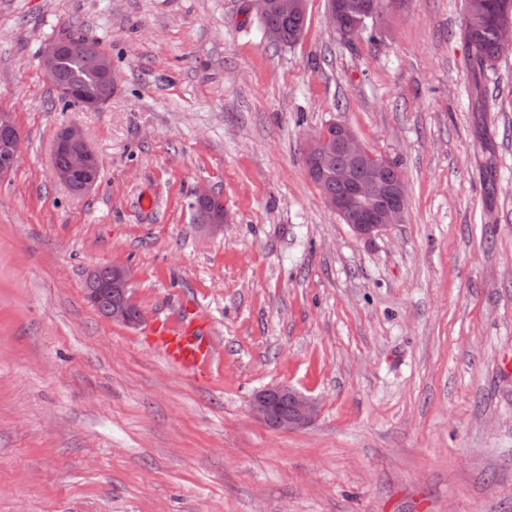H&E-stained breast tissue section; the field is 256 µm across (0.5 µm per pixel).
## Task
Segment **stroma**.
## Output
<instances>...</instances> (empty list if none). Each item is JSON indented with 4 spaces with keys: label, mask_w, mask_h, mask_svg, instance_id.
<instances>
[{
    "label": "stroma",
    "mask_w": 512,
    "mask_h": 512,
    "mask_svg": "<svg viewBox=\"0 0 512 512\" xmlns=\"http://www.w3.org/2000/svg\"><path fill=\"white\" fill-rule=\"evenodd\" d=\"M327 10L276 47L247 0H0L24 135L0 180V512H512V50L474 79L464 0H407L351 43ZM76 32L118 76L95 111L39 66ZM331 121L405 179L369 243L306 171ZM71 124L101 161L84 194L53 172ZM104 266L133 268L139 325L88 302ZM186 318L199 374L153 344ZM280 384L318 400L311 426L253 417ZM214 198L215 197L208 190H203L196 196V206H199L202 211V215L198 219L199 226L201 229L211 232L220 230L227 219L224 202L222 201H220V207L217 209L216 207L211 210L205 209V206L209 205L210 201L213 202ZM200 209L195 207L196 217L199 214ZM153 333L164 357L177 368L203 371L212 360L210 337L193 321L164 322L154 327Z\"/></svg>",
    "instance_id": "35a3bbf8"
}]
</instances>
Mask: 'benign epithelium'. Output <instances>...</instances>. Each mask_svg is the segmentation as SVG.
Segmentation results:
<instances>
[{
	"label": "benign epithelium",
	"instance_id": "7a95c632",
	"mask_svg": "<svg viewBox=\"0 0 512 512\" xmlns=\"http://www.w3.org/2000/svg\"><path fill=\"white\" fill-rule=\"evenodd\" d=\"M404 0H329L327 20L330 29L344 40L357 37L368 18L376 17L380 8L387 6L396 10ZM248 8L258 16L278 14L295 16L306 11V0H248ZM344 14L356 18V26L346 28L341 23ZM65 44L60 40L46 42L39 54V65L52 83L59 97L70 99L73 89L57 80L58 65ZM86 49L98 55L99 77L104 93L84 101V108L97 110L112 99V90L117 82L111 58L100 52L98 45L89 42ZM306 151L328 163L342 155L346 164L336 165V185L339 191L323 194L327 207L348 225L360 240H371L382 235L391 226L401 224L407 209V189L398 168L389 160L370 152L347 125L331 122L323 129L307 136ZM22 133L10 112H0V178L8 176L23 150ZM54 151L66 156V163L54 168L55 177L66 187L78 186L77 192L89 191L97 183L100 160L87 142L81 128L68 125L59 130L54 141ZM214 200L211 192L203 190L196 196V205L202 209L198 219L201 229L217 231L227 219L224 207L206 209ZM133 270L125 266L112 267L110 277L102 288L116 296V301L101 309L106 318L125 325H134L130 308L135 306L132 296ZM286 397L292 405V412L280 413L276 400ZM254 417L270 427L281 431H295L309 426L319 413L318 402L287 385L269 386L257 391L251 401Z\"/></svg>",
	"mask_w": 512,
	"mask_h": 512
}]
</instances>
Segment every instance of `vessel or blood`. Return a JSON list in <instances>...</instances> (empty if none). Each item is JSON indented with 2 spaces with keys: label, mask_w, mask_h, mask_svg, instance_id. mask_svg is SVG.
Listing matches in <instances>:
<instances>
[{
  "label": "vessel or blood",
  "mask_w": 512,
  "mask_h": 512,
  "mask_svg": "<svg viewBox=\"0 0 512 512\" xmlns=\"http://www.w3.org/2000/svg\"><path fill=\"white\" fill-rule=\"evenodd\" d=\"M153 333L164 357L177 368L202 371L212 360L211 340L198 325L164 322L154 327Z\"/></svg>",
  "instance_id": "1"
}]
</instances>
